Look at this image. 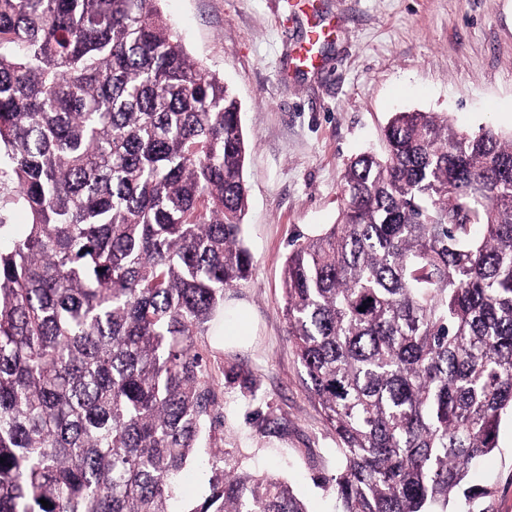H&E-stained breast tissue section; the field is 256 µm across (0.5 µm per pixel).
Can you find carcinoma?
<instances>
[{
  "label": "carcinoma",
  "instance_id": "1",
  "mask_svg": "<svg viewBox=\"0 0 512 512\" xmlns=\"http://www.w3.org/2000/svg\"><path fill=\"white\" fill-rule=\"evenodd\" d=\"M384 141L284 263L342 462L324 484L338 512H492L467 477L512 416V138L404 111ZM247 152L240 102L155 0H0V178L30 216L0 222V512H179L193 463L210 493L188 512H307L218 466L198 339L251 275Z\"/></svg>",
  "mask_w": 512,
  "mask_h": 512
}]
</instances>
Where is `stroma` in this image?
<instances>
[{"label": "stroma", "instance_id": "stroma-1", "mask_svg": "<svg viewBox=\"0 0 512 512\" xmlns=\"http://www.w3.org/2000/svg\"><path fill=\"white\" fill-rule=\"evenodd\" d=\"M335 35L313 67L298 53L308 18L297 0H160L188 55L242 104L250 197L251 280L224 292L226 349L200 343L224 419L222 445L243 468L288 480L308 512H335L317 486L340 462L336 437L288 343L282 272L289 244L336 222L346 166L380 151L397 110L447 114L455 128L512 133V0H317ZM473 483L512 512V419Z\"/></svg>", "mask_w": 512, "mask_h": 512}]
</instances>
